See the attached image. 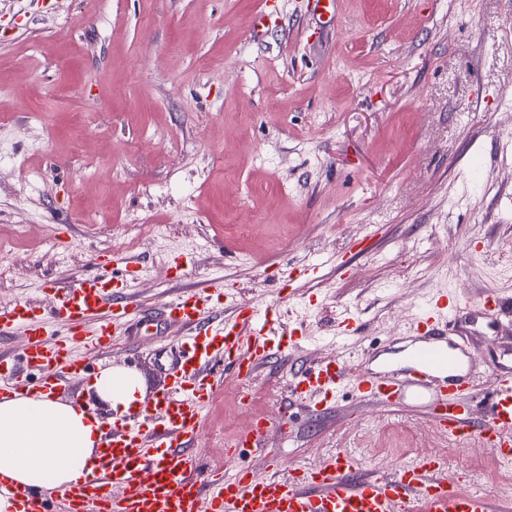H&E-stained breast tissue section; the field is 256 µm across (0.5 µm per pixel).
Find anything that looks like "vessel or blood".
<instances>
[{"mask_svg":"<svg viewBox=\"0 0 512 512\" xmlns=\"http://www.w3.org/2000/svg\"><path fill=\"white\" fill-rule=\"evenodd\" d=\"M125 262L115 253L100 259L91 276L68 286H44L49 308L26 299L0 304V335L21 329L28 338L23 366L0 358L1 398L64 394L67 380L87 376L83 350L106 347L121 331L132 334L135 322L124 298L113 291L112 270ZM226 299L234 303L233 318L210 321L216 304ZM472 307L462 293L427 298L409 324L415 342L404 370L353 376L340 355L297 371L292 391L325 403L345 390L389 408L426 403L446 437L476 441L511 463L512 372L494 370L492 396L482 400L477 369L465 367V349L445 335L449 323ZM161 316L183 331L168 386L105 429L96 465L76 485L55 494L8 486L14 512H494L491 495L450 484L445 462L434 455L390 473L363 468L343 451L289 479L281 476L277 460L262 477L245 470L228 478L209 471L192 444L219 380L228 372L251 380L271 355L287 356L296 341L270 330L268 310L236 301L220 278L181 291ZM31 370L40 373L38 383H30ZM479 405L484 419L478 425L473 414ZM268 424L265 414H255L235 446H258Z\"/></svg>","mask_w":512,"mask_h":512,"instance_id":"vessel-or-blood-1","label":"vessel or blood"}]
</instances>
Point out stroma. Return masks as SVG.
Segmentation results:
<instances>
[{"mask_svg": "<svg viewBox=\"0 0 512 512\" xmlns=\"http://www.w3.org/2000/svg\"><path fill=\"white\" fill-rule=\"evenodd\" d=\"M259 12L274 22L257 40ZM0 248V304L45 305L46 283L118 250L128 299L160 308L184 254L191 281L223 277L272 305V328L302 325L289 359L225 376L208 406L195 450L225 475L425 453L512 512L489 449L456 451L424 411L348 391L314 410L289 391L293 370L340 350L364 375L401 367L434 289L512 296V0H339L332 22L308 0H0ZM300 265L311 276L286 281ZM346 309L361 333L340 349ZM448 334L512 370L511 318L476 309ZM174 355L161 324L86 360L156 392ZM258 412L260 446L226 459Z\"/></svg>", "mask_w": 512, "mask_h": 512, "instance_id": "35a3bbf8", "label": "stroma"}]
</instances>
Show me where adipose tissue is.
Returning <instances> with one entry per match:
<instances>
[{
	"label": "adipose tissue",
	"instance_id": "ef3b65f1",
	"mask_svg": "<svg viewBox=\"0 0 512 512\" xmlns=\"http://www.w3.org/2000/svg\"><path fill=\"white\" fill-rule=\"evenodd\" d=\"M116 415L144 401L138 374L109 369L90 385ZM102 422L85 406L46 396L0 400V481L46 489L77 484L97 456Z\"/></svg>",
	"mask_w": 512,
	"mask_h": 512
}]
</instances>
